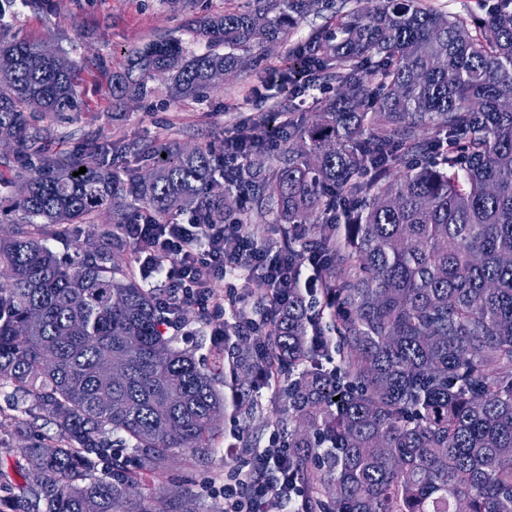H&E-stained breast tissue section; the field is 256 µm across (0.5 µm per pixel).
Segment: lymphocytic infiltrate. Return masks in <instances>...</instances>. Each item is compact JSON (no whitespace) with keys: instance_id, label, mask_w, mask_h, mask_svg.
Listing matches in <instances>:
<instances>
[{"instance_id":"1","label":"lymphocytic infiltrate","mask_w":512,"mask_h":512,"mask_svg":"<svg viewBox=\"0 0 512 512\" xmlns=\"http://www.w3.org/2000/svg\"><path fill=\"white\" fill-rule=\"evenodd\" d=\"M121 235L136 247V262L163 278L167 299L175 311L195 308L216 319L213 333L220 336L224 325V298L212 284L216 277L241 278L257 288L279 307L288 304L289 287H301L300 265L288 262L258 242L240 224H202L196 220L165 223L142 218L123 225ZM284 448H265L253 457L252 475L240 478V485L253 504L275 502L286 512L294 504L288 470L283 465ZM276 468L275 479H265L269 468Z\"/></svg>"}]
</instances>
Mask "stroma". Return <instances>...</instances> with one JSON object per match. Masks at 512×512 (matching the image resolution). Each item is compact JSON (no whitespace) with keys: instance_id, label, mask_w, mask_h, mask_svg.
<instances>
[{"instance_id":"1","label":"stroma","mask_w":512,"mask_h":512,"mask_svg":"<svg viewBox=\"0 0 512 512\" xmlns=\"http://www.w3.org/2000/svg\"><path fill=\"white\" fill-rule=\"evenodd\" d=\"M225 0H51L37 12L18 8L10 23L19 36L65 48L79 69L81 96L75 111L44 120L55 151L72 152L96 137L115 143L139 136L187 147H222L224 136L245 120L257 121L278 111L304 108L289 97L286 85L262 86L257 73L214 86L200 100L168 101L165 86L153 81L152 93L117 106L112 102V75L124 67L129 51L149 41L177 38L193 52L205 44L190 33L188 21L204 12H220ZM212 323L196 309H185L181 325L171 335L177 347L191 350L200 363L212 365L220 347ZM254 418L227 411L213 452L197 456L181 451L171 459L172 481L140 484L141 493L164 488L169 497L191 492L195 512H224V486L245 472L250 450L269 447L284 432L288 397L278 389L259 386L254 394Z\"/></svg>"}]
</instances>
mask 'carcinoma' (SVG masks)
<instances>
[{"mask_svg":"<svg viewBox=\"0 0 512 512\" xmlns=\"http://www.w3.org/2000/svg\"><path fill=\"white\" fill-rule=\"evenodd\" d=\"M49 2L0 0V139L13 142L0 224L15 225L0 238V388L16 397L27 475L3 484L13 512H182L132 491L180 450L208 454L224 419V367L164 334L163 294L131 277L124 238L64 261L45 244L102 210L117 227L185 211L278 224L288 257L314 253L336 336L290 288L288 310L232 356L237 410L267 366L283 382L299 512H512V0L488 5L486 37L427 0H245L196 17L206 50L168 38L130 51L113 102L158 74L171 99L198 97L215 71L261 68L269 44L299 60L293 94L312 75L336 92L269 131L288 142L273 163L125 143L147 171L113 167L103 145L46 148L39 118L76 110L77 67L6 17ZM312 14L325 24L293 43Z\"/></svg>","mask_w":512,"mask_h":512,"instance_id":"1","label":"carcinoma"}]
</instances>
